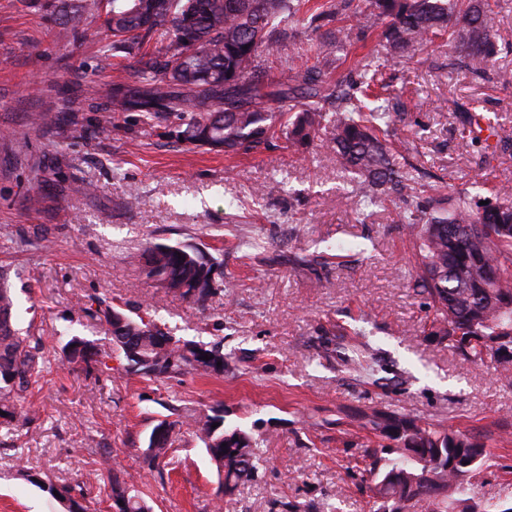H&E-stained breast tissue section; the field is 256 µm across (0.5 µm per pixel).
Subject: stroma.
<instances>
[{
    "instance_id": "obj_1",
    "label": "stroma",
    "mask_w": 512,
    "mask_h": 512,
    "mask_svg": "<svg viewBox=\"0 0 512 512\" xmlns=\"http://www.w3.org/2000/svg\"><path fill=\"white\" fill-rule=\"evenodd\" d=\"M58 0H0V267L20 327L44 342L46 362L17 418L0 425V512H63L49 486L70 488L88 512H112L109 475H134L153 512H370L363 451L352 427L372 408L452 426L487 445L476 499L512 497V376L461 360L429 330L434 311L414 288L411 245L392 203L351 189L325 136L301 151L276 140L228 156L177 142L174 120L112 116L93 88L129 77L98 24L84 37L55 19ZM325 30H287L264 65L295 83L299 47ZM386 59L377 33L337 45L330 79ZM381 104L425 182L512 188V142H472L460 111L512 130V86L449 70L447 48L386 59ZM58 117L53 128L34 122ZM203 244L221 252L218 291L205 308L139 275L147 245ZM160 319L175 336L220 340L233 367L221 377L160 381L112 355L90 307ZM364 332L383 360L363 382L324 343ZM93 342L91 370L66 363L70 336ZM220 414L259 442L262 478L217 495V474L191 428L171 438L168 465L145 454L157 420Z\"/></svg>"
}]
</instances>
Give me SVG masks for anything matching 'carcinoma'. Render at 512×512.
I'll return each instance as SVG.
<instances>
[{"label": "carcinoma", "mask_w": 512, "mask_h": 512, "mask_svg": "<svg viewBox=\"0 0 512 512\" xmlns=\"http://www.w3.org/2000/svg\"><path fill=\"white\" fill-rule=\"evenodd\" d=\"M302 0H59L56 20L79 33L90 18L112 32V56L132 58V80L103 90L111 112H137L145 121H179L176 137L226 154H248L282 136L298 151L324 133L336 159L352 174L351 193L383 204L409 197L412 209L399 223L413 243L415 286L434 308L430 335L470 363L491 362L512 371V190L480 204V185L443 195L415 181L399 162L396 119L366 100L385 88L379 67L358 78H327L336 44L351 39L354 27L379 30L390 55L413 57L446 39L448 66L476 80L509 76L494 69L498 54L496 16L488 0H363L355 24L336 27L314 47L317 63L294 85L272 80L260 64L276 45L281 29L301 20ZM351 0L315 2L307 20L324 27ZM277 100L284 109L266 110ZM221 261L196 245L151 244L142 255L140 276L166 293L203 307L216 294L214 270ZM14 300L7 273L0 272V411L13 418L44 367L43 340L13 326ZM113 351L128 367L150 380L186 370L224 374L223 342L182 340L154 321L134 318L118 306L100 310ZM72 364L89 363L91 341L72 337L65 346ZM209 359H204V356ZM341 360L370 382L379 360L357 346ZM222 365H217V362ZM368 423L378 447L364 450L372 512H474L472 479L487 459L485 443L452 428L397 413L374 411ZM179 422L166 419L157 440L148 438L154 464L169 455ZM196 432L215 465L218 494L230 495L259 477L258 442L240 428H224L221 415L195 421ZM111 499L120 512H151L128 477L114 471Z\"/></svg>", "instance_id": "carcinoma-1"}]
</instances>
